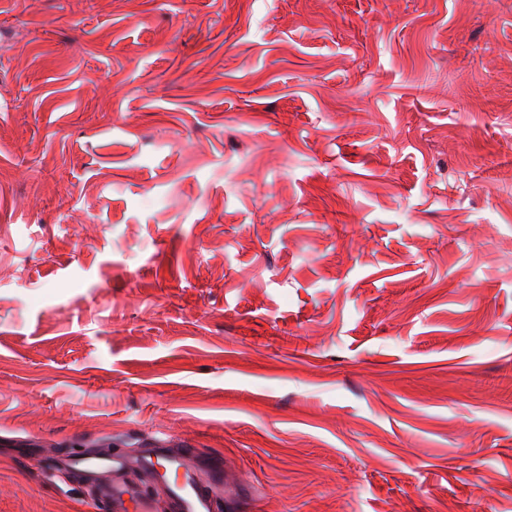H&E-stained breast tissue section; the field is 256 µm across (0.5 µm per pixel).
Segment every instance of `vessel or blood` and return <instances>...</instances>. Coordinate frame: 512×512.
<instances>
[{
  "label": "vessel or blood",
  "mask_w": 512,
  "mask_h": 512,
  "mask_svg": "<svg viewBox=\"0 0 512 512\" xmlns=\"http://www.w3.org/2000/svg\"><path fill=\"white\" fill-rule=\"evenodd\" d=\"M73 462L90 471L111 473V483L101 487L97 494V503L104 506L106 512H120L126 497L138 494V487L124 478L132 469L164 480L168 512H215L220 505L226 512H240L250 493L246 485L225 490L221 459L172 447L165 439L157 440L152 448L134 458L78 455Z\"/></svg>",
  "instance_id": "obj_1"
}]
</instances>
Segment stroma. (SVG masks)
Here are the masks:
<instances>
[{"label":"stroma","instance_id":"stroma-1","mask_svg":"<svg viewBox=\"0 0 512 512\" xmlns=\"http://www.w3.org/2000/svg\"><path fill=\"white\" fill-rule=\"evenodd\" d=\"M158 437L512 512V0H0V512Z\"/></svg>","mask_w":512,"mask_h":512}]
</instances>
